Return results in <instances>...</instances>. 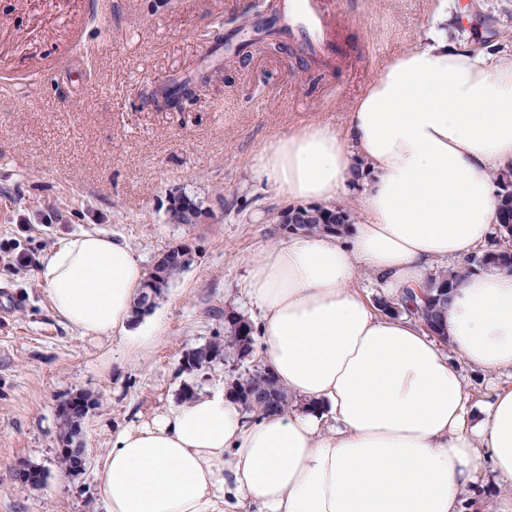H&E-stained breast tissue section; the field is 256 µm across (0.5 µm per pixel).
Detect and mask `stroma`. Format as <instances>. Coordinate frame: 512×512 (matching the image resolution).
<instances>
[{"mask_svg":"<svg viewBox=\"0 0 512 512\" xmlns=\"http://www.w3.org/2000/svg\"><path fill=\"white\" fill-rule=\"evenodd\" d=\"M255 0H0V240L46 253L88 232L125 240L144 268L191 244L195 263L155 307L165 330L146 353L121 336L83 335L59 319L35 266L0 262V512H100L95 468L113 429L180 401L185 382L204 391L262 365L259 353L188 377L182 354L223 331L221 310L258 322L242 294L260 249L286 242L288 202L254 175L253 157L274 136L307 122L345 126L380 63L422 44L438 0H318L335 47L331 66L305 54L205 60L214 30ZM512 43V0H448V40ZM209 66L210 80L183 112L141 106L139 95ZM204 211L175 224L178 194ZM20 224L30 225L17 233ZM94 403L82 424L81 474L65 475L59 410L78 393ZM44 471L21 489L11 469Z\"/></svg>","mask_w":512,"mask_h":512,"instance_id":"stroma-1","label":"stroma"}]
</instances>
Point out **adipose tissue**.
<instances>
[{
    "mask_svg": "<svg viewBox=\"0 0 512 512\" xmlns=\"http://www.w3.org/2000/svg\"><path fill=\"white\" fill-rule=\"evenodd\" d=\"M510 165L512 53L449 45L443 28L383 63L344 129L310 122L269 141L252 168L289 202L364 185L346 237L293 233L244 283L262 365L299 406L255 417L218 387L113 430L95 470L102 512H474L485 482L502 487L487 512H512V274L468 276L443 342L356 285L375 276L397 299L431 265L488 248L491 174ZM36 277L82 334L119 332L142 353L163 330L132 316L145 273L118 237L61 238Z\"/></svg>",
    "mask_w": 512,
    "mask_h": 512,
    "instance_id": "adipose-tissue-1",
    "label": "adipose tissue"
}]
</instances>
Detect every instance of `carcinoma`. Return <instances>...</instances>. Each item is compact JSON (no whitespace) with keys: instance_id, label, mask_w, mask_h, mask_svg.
Masks as SVG:
<instances>
[{"instance_id":"carcinoma-1","label":"carcinoma","mask_w":512,"mask_h":512,"mask_svg":"<svg viewBox=\"0 0 512 512\" xmlns=\"http://www.w3.org/2000/svg\"><path fill=\"white\" fill-rule=\"evenodd\" d=\"M193 83L186 80H171L168 84L140 94L141 104L153 107L160 103L171 111H182L183 103L192 100ZM498 189V246L496 251H509L512 242V167L495 175ZM172 221L176 224H195L202 210L194 199L188 196L173 198L169 209ZM354 217L344 207L309 206L292 207L279 215V223L286 224L297 231L307 230L325 232L324 225L331 224L334 234L342 237L349 233ZM491 252L477 253L467 258L464 266L440 270L429 275L426 287L431 289L429 316L433 326H439L443 310L447 307L455 288L473 270L491 269L493 264L488 256ZM195 261L192 249L183 250L182 255L172 261L164 258L157 260L148 272L135 301V314H140L146 304L156 305V300L178 275L186 271ZM254 328L251 323L232 310L224 311V335H217L204 344L186 351L181 357L180 370L188 375L207 371L230 357L245 358L252 354L255 344ZM229 393L242 406L253 414L288 410V394L278 387L271 375L264 370L255 369L233 380ZM61 427L67 441H72L84 416L71 412L67 405L60 408ZM57 467L76 474L85 464H76L75 456L69 448H61L55 456Z\"/></svg>"}]
</instances>
